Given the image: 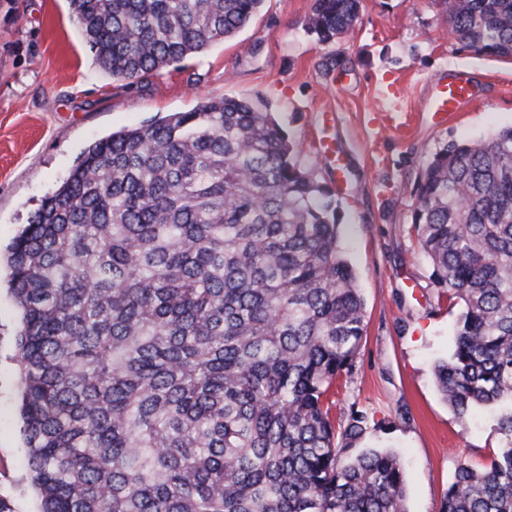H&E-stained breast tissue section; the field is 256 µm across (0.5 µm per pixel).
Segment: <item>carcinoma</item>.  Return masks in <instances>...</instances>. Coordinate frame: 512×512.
Returning a JSON list of instances; mask_svg holds the SVG:
<instances>
[{
	"label": "carcinoma",
	"instance_id": "obj_1",
	"mask_svg": "<svg viewBox=\"0 0 512 512\" xmlns=\"http://www.w3.org/2000/svg\"><path fill=\"white\" fill-rule=\"evenodd\" d=\"M263 3L70 0L98 67L128 85L235 37ZM443 5L450 38L512 57V0ZM360 8L314 0L306 28L332 42ZM411 221L461 305L438 390L502 436L440 512H512V127L436 151ZM340 226L261 99L204 98L91 145L7 258L40 512H408L400 458L336 443L325 406L365 332ZM365 432L350 410L341 437Z\"/></svg>",
	"mask_w": 512,
	"mask_h": 512
}]
</instances>
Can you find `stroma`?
Returning a JSON list of instances; mask_svg holds the SVG:
<instances>
[{"mask_svg": "<svg viewBox=\"0 0 512 512\" xmlns=\"http://www.w3.org/2000/svg\"><path fill=\"white\" fill-rule=\"evenodd\" d=\"M314 0H265L234 39L218 41L132 88L103 73L68 0H0V248L12 241L89 145L202 98L263 96L301 164L333 187L342 243L366 305L352 369L332 388V421L367 416L361 448H390L406 471L409 512H440L459 465L489 464L495 423L461 424L438 392L434 367L449 350L460 307L432 278L411 224L414 193L443 145L512 126V59L445 36L438 0H362L350 34L307 33ZM462 78L473 96L455 117L424 108L436 84ZM333 140L347 163L338 183L320 155ZM0 270V497L36 512L16 405L18 314Z\"/></svg>", "mask_w": 512, "mask_h": 512, "instance_id": "35a3bbf8", "label": "stroma"}]
</instances>
